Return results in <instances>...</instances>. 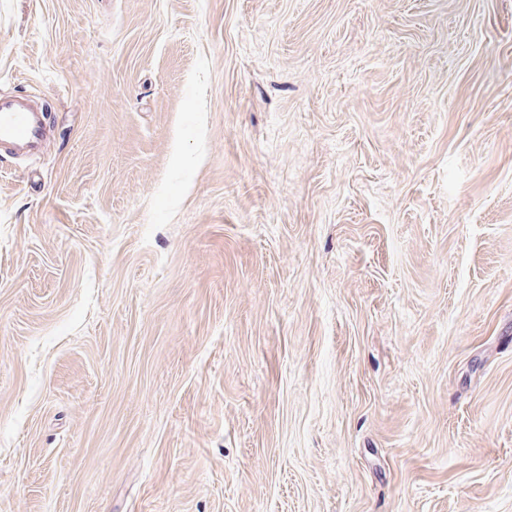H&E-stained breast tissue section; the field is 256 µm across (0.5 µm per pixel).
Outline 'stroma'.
<instances>
[{"label": "stroma", "instance_id": "1", "mask_svg": "<svg viewBox=\"0 0 512 512\" xmlns=\"http://www.w3.org/2000/svg\"><path fill=\"white\" fill-rule=\"evenodd\" d=\"M0 512H512V0H0ZM48 133L45 113L30 98H0V151H40Z\"/></svg>", "mask_w": 512, "mask_h": 512}]
</instances>
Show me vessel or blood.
I'll use <instances>...</instances> for the list:
<instances>
[{"label": "vessel or blood", "mask_w": 512, "mask_h": 512, "mask_svg": "<svg viewBox=\"0 0 512 512\" xmlns=\"http://www.w3.org/2000/svg\"><path fill=\"white\" fill-rule=\"evenodd\" d=\"M48 133L44 112L30 98H0V149L39 151Z\"/></svg>", "instance_id": "b4317fda"}]
</instances>
